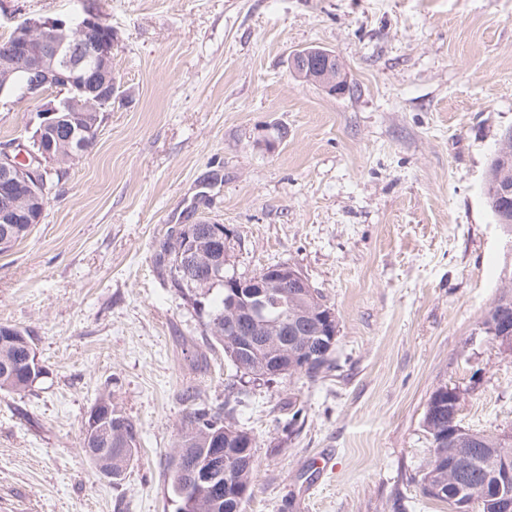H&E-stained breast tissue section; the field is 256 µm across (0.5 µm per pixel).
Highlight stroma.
Masks as SVG:
<instances>
[{
    "mask_svg": "<svg viewBox=\"0 0 512 512\" xmlns=\"http://www.w3.org/2000/svg\"><path fill=\"white\" fill-rule=\"evenodd\" d=\"M89 12L112 28L119 91L0 254V325L45 368L0 393V512H176L167 464L194 408L251 433L246 512H448L415 480L430 394L458 388L463 426L512 431V353L479 331L512 287V236L486 204L512 128V0H0V40ZM309 46L340 59L344 94L290 70ZM40 107H0V144L30 137ZM272 124L287 138L269 151ZM201 217L224 226L228 272L287 262L321 292L329 371L255 380L206 335L154 263ZM102 397L140 430L117 482L82 443Z\"/></svg>",
    "mask_w": 512,
    "mask_h": 512,
    "instance_id": "stroma-1",
    "label": "stroma"
}]
</instances>
